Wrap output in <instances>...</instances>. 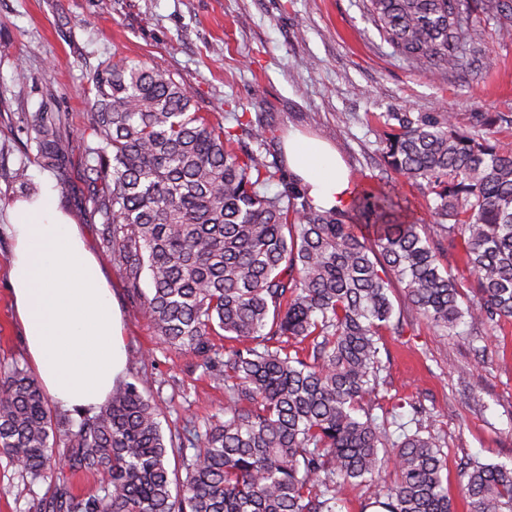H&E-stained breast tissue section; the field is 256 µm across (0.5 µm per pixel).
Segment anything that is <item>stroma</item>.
<instances>
[{
    "mask_svg": "<svg viewBox=\"0 0 512 512\" xmlns=\"http://www.w3.org/2000/svg\"><path fill=\"white\" fill-rule=\"evenodd\" d=\"M483 54L471 68L421 72L393 55L364 0H0V364L27 363L9 291L10 210L22 194L14 179L26 166L34 187L51 183L60 209L99 250L98 227L84 215L81 142L93 139L88 112L90 69L118 54L158 61L186 85L200 111L233 126V113L263 112L275 128V150L289 132L336 148L358 188L383 189L381 154L387 112L451 116L453 124L512 145V124L481 125L480 115H512V37L482 23ZM23 68V83L13 80ZM60 116L73 140L61 169L38 161L36 134L25 115ZM122 313L125 379L139 378L162 411L163 430L185 434L224 410V388L197 359L156 336L126 292L118 266L103 260ZM391 299L400 331L380 348L385 382L368 399L375 415L408 425L407 402L426 410V430L440 434L448 455V491L467 477L460 460L512 462V321L475 336H446ZM0 512H40L39 498L0 456Z\"/></svg>",
    "mask_w": 512,
    "mask_h": 512,
    "instance_id": "stroma-1",
    "label": "stroma"
}]
</instances>
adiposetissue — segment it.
<instances>
[{
    "label": "adipose tissue",
    "mask_w": 512,
    "mask_h": 512,
    "mask_svg": "<svg viewBox=\"0 0 512 512\" xmlns=\"http://www.w3.org/2000/svg\"><path fill=\"white\" fill-rule=\"evenodd\" d=\"M288 167L324 208L348 207L349 172L326 141L289 134ZM10 291L23 342L46 394L65 408L95 410L122 377L121 314L101 264L44 184L14 206Z\"/></svg>",
    "instance_id": "adipose-tissue-1"
}]
</instances>
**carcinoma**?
Listing matches in <instances>:
<instances>
[{"mask_svg": "<svg viewBox=\"0 0 512 512\" xmlns=\"http://www.w3.org/2000/svg\"><path fill=\"white\" fill-rule=\"evenodd\" d=\"M393 54L424 71L472 63L480 15L512 35V0H366ZM95 88L82 141L93 160L86 201L100 245L157 335L199 360L224 385V414L188 438L164 435L141 382L117 383L79 422L53 415L37 378L0 368V454L34 487L42 512H344L348 489L371 491L378 512H457L444 484L443 438L364 409L385 365L379 336L397 329L389 269L408 306L444 332L512 319V147L460 132L434 114L391 112L383 158L395 178L433 195V216L476 283L461 300L440 267L427 224L390 192L356 191L352 210L324 209L286 175L271 151L273 126L257 112L236 128L198 111L191 91L161 63L118 55L90 73ZM43 167L70 149L61 121L25 116ZM250 138V147L245 138ZM281 189L271 194L268 187ZM148 289H143V285ZM66 448L69 475L52 464ZM467 512H512V463L463 462ZM384 469L396 474L379 486ZM95 472V494L69 476Z\"/></svg>", "mask_w": 512, "mask_h": 512, "instance_id": "obj_1", "label": "carcinoma"}]
</instances>
